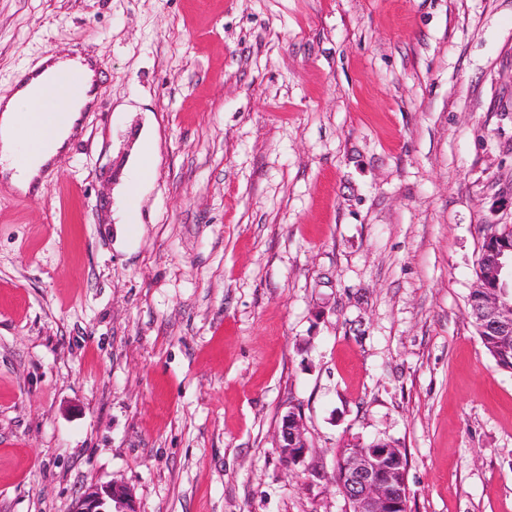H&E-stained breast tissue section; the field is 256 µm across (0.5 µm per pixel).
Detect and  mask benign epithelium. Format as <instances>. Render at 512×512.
I'll return each instance as SVG.
<instances>
[{
    "label": "benign epithelium",
    "mask_w": 512,
    "mask_h": 512,
    "mask_svg": "<svg viewBox=\"0 0 512 512\" xmlns=\"http://www.w3.org/2000/svg\"><path fill=\"white\" fill-rule=\"evenodd\" d=\"M486 268L495 287L486 289L482 282L473 288L482 291L476 315L484 329L505 339L512 337V246L492 248L487 252ZM278 448L289 467L305 461L309 444L300 414L286 412L278 426ZM390 448L372 443H358L341 459L336 483L351 504V512H395L401 507L399 478L389 462ZM71 512H140L133 489L121 481L93 484L75 500Z\"/></svg>",
    "instance_id": "1"
}]
</instances>
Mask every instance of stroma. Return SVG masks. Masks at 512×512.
<instances>
[{
  "label": "stroma",
  "instance_id": "35a3bbf8",
  "mask_svg": "<svg viewBox=\"0 0 512 512\" xmlns=\"http://www.w3.org/2000/svg\"><path fill=\"white\" fill-rule=\"evenodd\" d=\"M48 50L99 86L40 194L0 180V512L114 479L345 512L336 451L379 439L408 512H512V372L467 305L512 224V0H0V95ZM150 136L142 133L135 142L129 162L130 173L123 178L122 183L117 189L120 206L119 224L122 232L126 228L128 237L130 236L129 224H137L139 219L140 201L146 186L154 175V157L150 164V174L145 171V147L150 143ZM132 204L135 205L133 209ZM305 427L300 413L289 410L282 417L277 435L283 461L288 467L304 463L309 451Z\"/></svg>",
  "mask_w": 512,
  "mask_h": 512
}]
</instances>
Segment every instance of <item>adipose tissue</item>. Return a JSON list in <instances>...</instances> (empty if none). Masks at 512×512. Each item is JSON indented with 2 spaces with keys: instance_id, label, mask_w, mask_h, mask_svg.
Returning <instances> with one entry per match:
<instances>
[{
  "instance_id": "adipose-tissue-1",
  "label": "adipose tissue",
  "mask_w": 512,
  "mask_h": 512,
  "mask_svg": "<svg viewBox=\"0 0 512 512\" xmlns=\"http://www.w3.org/2000/svg\"><path fill=\"white\" fill-rule=\"evenodd\" d=\"M96 66L84 56L43 57L26 85L0 96V174L22 194L39 193L43 174L65 150L79 121L95 98ZM148 134L135 142L130 172L117 189L121 228L137 223V206L150 182L145 168Z\"/></svg>"
}]
</instances>
